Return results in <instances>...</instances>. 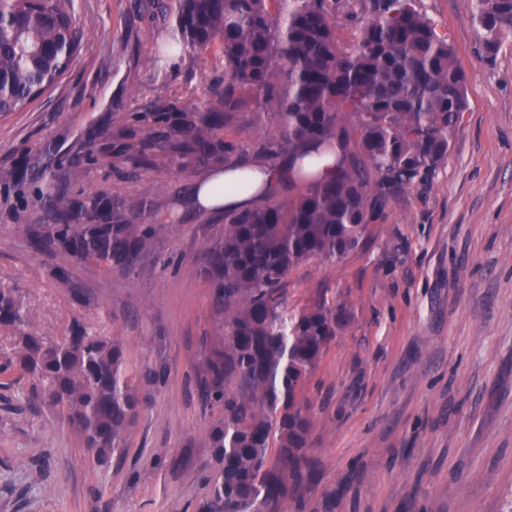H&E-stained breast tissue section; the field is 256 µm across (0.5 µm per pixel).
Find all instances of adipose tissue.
I'll use <instances>...</instances> for the list:
<instances>
[{
  "instance_id": "obj_1",
  "label": "adipose tissue",
  "mask_w": 512,
  "mask_h": 512,
  "mask_svg": "<svg viewBox=\"0 0 512 512\" xmlns=\"http://www.w3.org/2000/svg\"><path fill=\"white\" fill-rule=\"evenodd\" d=\"M287 173V167H273L261 159L240 162L235 170H219L197 181L195 207L205 215L248 208L258 204L262 194L276 192Z\"/></svg>"
}]
</instances>
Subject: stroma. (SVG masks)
Instances as JSON below:
<instances>
[{"label":"stroma","mask_w":512,"mask_h":512,"mask_svg":"<svg viewBox=\"0 0 512 512\" xmlns=\"http://www.w3.org/2000/svg\"><path fill=\"white\" fill-rule=\"evenodd\" d=\"M163 4L74 0L82 46L60 83L0 117V286L40 335L77 320L121 338L130 362L169 368L124 460L104 466L24 388H0V512H196L206 493L199 384L223 317L200 256L224 218L189 204L208 168L135 171L104 135L224 77L221 58L159 52L173 27ZM422 5L467 73L468 110L446 161L390 202L363 247L288 277L284 319L323 299L349 321L308 386L315 477L286 512H512V35L486 61L471 0ZM63 167L105 213L149 193L156 252L58 278L16 229L41 223L43 174Z\"/></svg>","instance_id":"1"}]
</instances>
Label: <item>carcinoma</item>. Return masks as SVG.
I'll list each match as a JSON object with an SVG mask.
<instances>
[{
	"label": "carcinoma",
	"mask_w": 512,
	"mask_h": 512,
	"mask_svg": "<svg viewBox=\"0 0 512 512\" xmlns=\"http://www.w3.org/2000/svg\"><path fill=\"white\" fill-rule=\"evenodd\" d=\"M473 4L490 57L512 34V0ZM0 8L15 20L0 34L5 114L53 87L80 40L71 0H0ZM169 10L181 38L166 39L165 50L220 56L224 83L208 85L201 105L173 117L146 106L143 136L117 132L123 160L135 168L161 155L171 169L185 159L225 163L234 144L224 129L247 111L269 126L257 155L273 165L308 158L282 191L224 211V233L203 249L224 330L203 365L212 454L197 512H284L313 480L316 407L306 384L348 323L344 309L317 301L290 331L277 329L285 281L306 263L344 260L395 197L429 179L467 109L466 76L420 0H172ZM332 152L336 176L326 179L319 167ZM64 179L43 175L44 223L18 227L60 260L61 273L127 266L155 249L152 229L137 223L147 219L146 198L116 205L103 220L98 199L73 197ZM0 329L17 334L11 350H0V387L28 383L29 404L51 408L95 461L123 456L147 391L168 381L165 362L131 367L120 338L80 323L59 338L33 333L11 288H0Z\"/></svg>",
	"instance_id": "cac0c4a2"
}]
</instances>
